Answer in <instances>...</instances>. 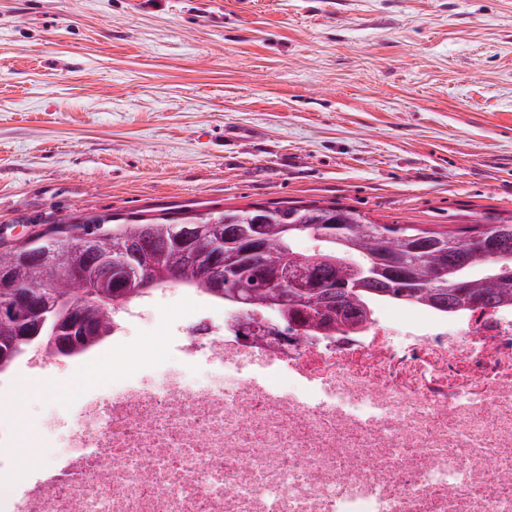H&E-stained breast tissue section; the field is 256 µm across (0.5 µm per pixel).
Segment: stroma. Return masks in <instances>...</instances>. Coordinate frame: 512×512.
I'll return each mask as SVG.
<instances>
[{"instance_id":"35a3bbf8","label":"stroma","mask_w":512,"mask_h":512,"mask_svg":"<svg viewBox=\"0 0 512 512\" xmlns=\"http://www.w3.org/2000/svg\"><path fill=\"white\" fill-rule=\"evenodd\" d=\"M512 215V0H0V250L76 216ZM210 314L172 286L134 338ZM50 385L16 362L0 421Z\"/></svg>"}]
</instances>
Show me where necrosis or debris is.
<instances>
[{
	"mask_svg": "<svg viewBox=\"0 0 512 512\" xmlns=\"http://www.w3.org/2000/svg\"><path fill=\"white\" fill-rule=\"evenodd\" d=\"M112 324L99 375L36 428L0 512H512V310L280 345L232 318ZM10 459L20 464L24 471L34 470L43 458L47 456L45 448H1L0 457Z\"/></svg>",
	"mask_w": 512,
	"mask_h": 512,
	"instance_id": "obj_1",
	"label": "necrosis or debris"
}]
</instances>
